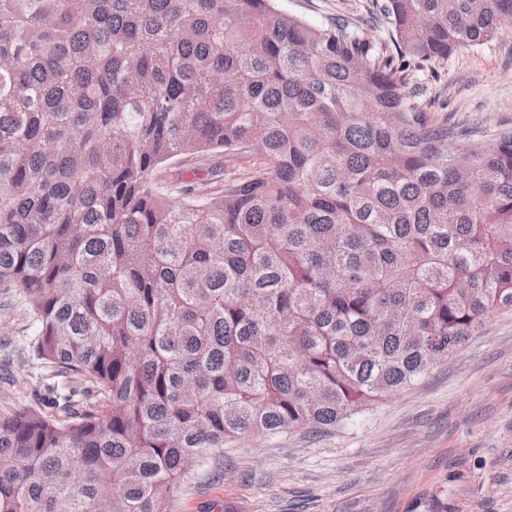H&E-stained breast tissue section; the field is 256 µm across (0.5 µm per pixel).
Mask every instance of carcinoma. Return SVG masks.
<instances>
[{"instance_id": "obj_1", "label": "carcinoma", "mask_w": 512, "mask_h": 512, "mask_svg": "<svg viewBox=\"0 0 512 512\" xmlns=\"http://www.w3.org/2000/svg\"><path fill=\"white\" fill-rule=\"evenodd\" d=\"M381 14L376 45L272 0H0V294L68 379L0 415V512H174L190 462L334 428L512 310V132L410 86L512 0ZM239 150L217 195L160 175ZM211 165H224L225 168L229 171L235 173H243L249 170L252 167V160L250 159L248 153H240L238 151L235 155H226L224 152L216 153L210 156L206 160H190L185 161L179 165V163H175L169 173L172 175L184 172L185 170H190L197 168L199 166H211Z\"/></svg>"}]
</instances>
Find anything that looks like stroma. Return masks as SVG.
<instances>
[{
  "instance_id": "stroma-1",
  "label": "stroma",
  "mask_w": 512,
  "mask_h": 512,
  "mask_svg": "<svg viewBox=\"0 0 512 512\" xmlns=\"http://www.w3.org/2000/svg\"><path fill=\"white\" fill-rule=\"evenodd\" d=\"M276 10L324 28H364L370 0H273ZM375 43L387 25L364 28ZM416 80L426 117L494 143L512 131V25L491 43L457 52ZM28 320L0 297V357L12 362L0 414L64 384L29 350ZM222 468L198 465L175 512H512V311L415 385L356 412L335 430L252 436L224 448Z\"/></svg>"
}]
</instances>
